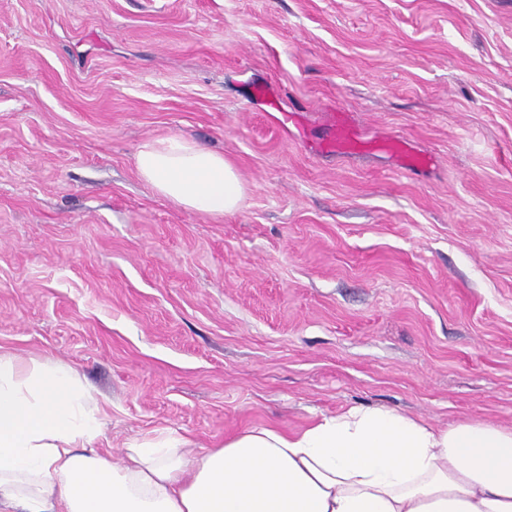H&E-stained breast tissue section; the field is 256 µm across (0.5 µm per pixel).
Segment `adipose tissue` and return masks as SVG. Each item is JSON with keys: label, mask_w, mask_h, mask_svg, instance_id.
Masks as SVG:
<instances>
[{"label": "adipose tissue", "mask_w": 512, "mask_h": 512, "mask_svg": "<svg viewBox=\"0 0 512 512\" xmlns=\"http://www.w3.org/2000/svg\"><path fill=\"white\" fill-rule=\"evenodd\" d=\"M136 166L189 211L245 196L222 154L177 137L141 145ZM100 412L72 369L0 354V512H512V430L487 423L357 405L216 448L134 439L116 465L89 445Z\"/></svg>", "instance_id": "ef3b65f1"}]
</instances>
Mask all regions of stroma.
Here are the masks:
<instances>
[{"instance_id":"stroma-1","label":"stroma","mask_w":512,"mask_h":512,"mask_svg":"<svg viewBox=\"0 0 512 512\" xmlns=\"http://www.w3.org/2000/svg\"><path fill=\"white\" fill-rule=\"evenodd\" d=\"M171 136L239 210L139 176ZM0 353L93 387L116 463L353 405L512 429V0H0ZM336 121V113H333V142L331 146L336 147V142L345 148H355L358 141L352 123L348 119V115L344 112H338ZM136 166L161 197L189 211L224 215L245 196L243 180L223 154L177 137L141 145Z\"/></svg>"}]
</instances>
